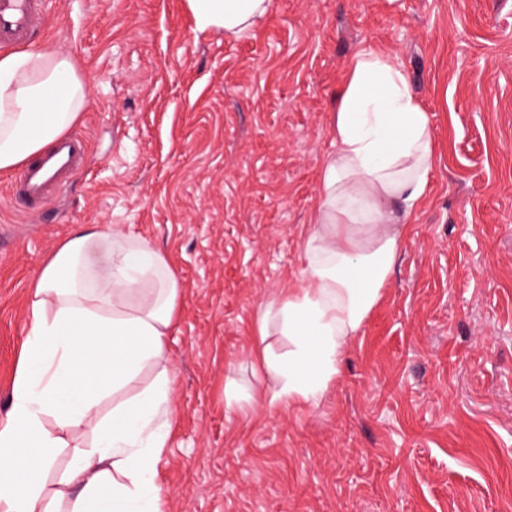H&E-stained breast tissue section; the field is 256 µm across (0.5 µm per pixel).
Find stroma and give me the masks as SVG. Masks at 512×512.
<instances>
[{
    "label": "stroma",
    "mask_w": 512,
    "mask_h": 512,
    "mask_svg": "<svg viewBox=\"0 0 512 512\" xmlns=\"http://www.w3.org/2000/svg\"><path fill=\"white\" fill-rule=\"evenodd\" d=\"M32 46L87 79L89 149L34 213L0 173V420L36 274L75 225L108 224L178 280L166 512H512V0H273L238 39L197 31L186 0H49ZM365 48L428 113V197L338 381L265 409L256 317L300 279Z\"/></svg>",
    "instance_id": "stroma-1"
}]
</instances>
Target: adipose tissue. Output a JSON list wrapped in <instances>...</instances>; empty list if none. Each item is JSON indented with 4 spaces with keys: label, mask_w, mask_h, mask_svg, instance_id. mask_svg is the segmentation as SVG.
Returning a JSON list of instances; mask_svg holds the SVG:
<instances>
[{
    "label": "adipose tissue",
    "mask_w": 512,
    "mask_h": 512,
    "mask_svg": "<svg viewBox=\"0 0 512 512\" xmlns=\"http://www.w3.org/2000/svg\"><path fill=\"white\" fill-rule=\"evenodd\" d=\"M201 32L238 38L272 0H186ZM70 57L53 50L0 55V172L45 150L87 104ZM335 152L305 242L299 286L270 298L253 356L272 377L268 405L314 403L341 375L343 354L383 298L436 162L428 115L392 56L365 49L336 96ZM178 288L167 255L95 224L74 230L37 274L30 329L0 421V512H165L156 466L174 414L167 338ZM288 339L271 353L270 326ZM153 381L100 415L101 401L144 368ZM93 427L90 449L48 482L64 432Z\"/></svg>",
    "instance_id": "obj_1"
}]
</instances>
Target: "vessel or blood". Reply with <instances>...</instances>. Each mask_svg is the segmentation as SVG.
<instances>
[{
	"instance_id": "vessel-or-blood-1",
	"label": "vessel or blood",
	"mask_w": 512,
	"mask_h": 512,
	"mask_svg": "<svg viewBox=\"0 0 512 512\" xmlns=\"http://www.w3.org/2000/svg\"><path fill=\"white\" fill-rule=\"evenodd\" d=\"M45 0H0V46L30 43L45 24ZM87 151L84 137L60 140L52 151L26 165L11 184L12 195L42 203L51 190L78 174Z\"/></svg>"
}]
</instances>
